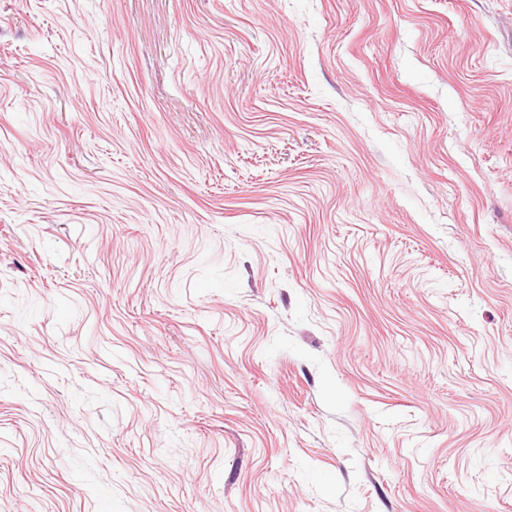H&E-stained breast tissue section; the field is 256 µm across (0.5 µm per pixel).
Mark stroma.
Returning a JSON list of instances; mask_svg holds the SVG:
<instances>
[{
    "mask_svg": "<svg viewBox=\"0 0 512 512\" xmlns=\"http://www.w3.org/2000/svg\"><path fill=\"white\" fill-rule=\"evenodd\" d=\"M0 512H512V0H0Z\"/></svg>",
    "mask_w": 512,
    "mask_h": 512,
    "instance_id": "stroma-1",
    "label": "stroma"
}]
</instances>
